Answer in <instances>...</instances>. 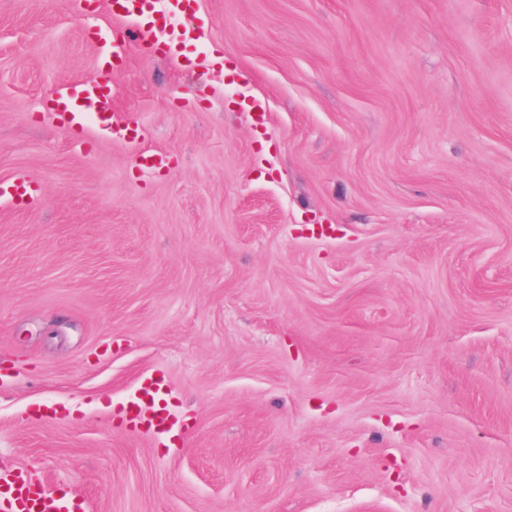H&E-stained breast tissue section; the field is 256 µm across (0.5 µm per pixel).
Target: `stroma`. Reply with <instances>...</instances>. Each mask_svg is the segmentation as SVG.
<instances>
[{"label": "stroma", "mask_w": 512, "mask_h": 512, "mask_svg": "<svg viewBox=\"0 0 512 512\" xmlns=\"http://www.w3.org/2000/svg\"><path fill=\"white\" fill-rule=\"evenodd\" d=\"M199 16L206 82L114 79L132 144L44 107L105 7L0 0V472L85 512H512V0ZM152 375L163 439L123 415Z\"/></svg>", "instance_id": "1"}]
</instances>
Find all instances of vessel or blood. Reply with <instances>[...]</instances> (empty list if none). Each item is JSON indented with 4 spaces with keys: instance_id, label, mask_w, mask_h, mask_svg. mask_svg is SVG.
Masks as SVG:
<instances>
[{
    "instance_id": "vessel-or-blood-1",
    "label": "vessel or blood",
    "mask_w": 512,
    "mask_h": 512,
    "mask_svg": "<svg viewBox=\"0 0 512 512\" xmlns=\"http://www.w3.org/2000/svg\"><path fill=\"white\" fill-rule=\"evenodd\" d=\"M197 7L198 0H107L113 23L126 28L123 42H113L107 30H96L97 72L76 85L57 89L45 103L47 110L76 132L83 130L91 119L102 133L130 137L136 129L134 116L112 110L113 72L127 65L130 52L136 48L173 56L181 66L196 68V59L183 50L190 32L178 27L177 22L197 19ZM164 389L163 380L143 378L124 407L128 421L154 435L169 433L175 421L166 407L158 405L149 411L143 408L146 400L154 399ZM81 509L76 499L47 491L22 476L0 478V512H81Z\"/></svg>"
}]
</instances>
